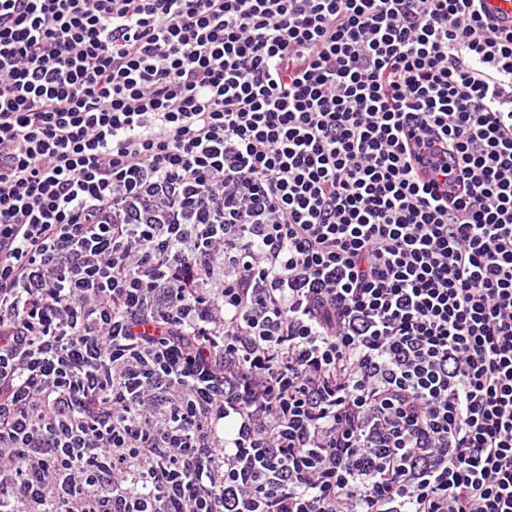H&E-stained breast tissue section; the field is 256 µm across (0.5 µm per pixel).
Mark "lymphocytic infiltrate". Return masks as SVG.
<instances>
[{"label": "lymphocytic infiltrate", "instance_id": "f902f5d3", "mask_svg": "<svg viewBox=\"0 0 512 512\" xmlns=\"http://www.w3.org/2000/svg\"><path fill=\"white\" fill-rule=\"evenodd\" d=\"M512 512V18L0 0V512Z\"/></svg>", "mask_w": 512, "mask_h": 512}]
</instances>
